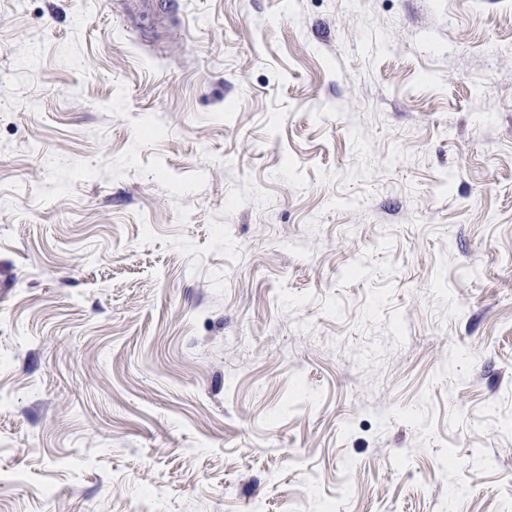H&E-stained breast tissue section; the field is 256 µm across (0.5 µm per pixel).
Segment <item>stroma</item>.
I'll list each match as a JSON object with an SVG mask.
<instances>
[{
  "label": "stroma",
  "instance_id": "obj_1",
  "mask_svg": "<svg viewBox=\"0 0 512 512\" xmlns=\"http://www.w3.org/2000/svg\"><path fill=\"white\" fill-rule=\"evenodd\" d=\"M512 0H0V512H502Z\"/></svg>",
  "mask_w": 512,
  "mask_h": 512
}]
</instances>
